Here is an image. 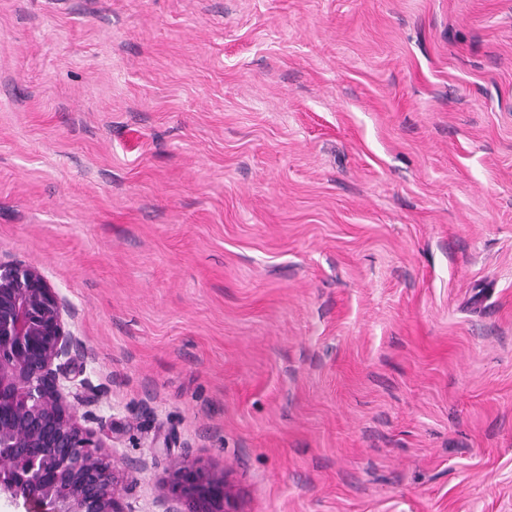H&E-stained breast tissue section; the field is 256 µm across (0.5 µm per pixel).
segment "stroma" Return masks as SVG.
I'll return each mask as SVG.
<instances>
[{
    "instance_id": "obj_1",
    "label": "stroma",
    "mask_w": 512,
    "mask_h": 512,
    "mask_svg": "<svg viewBox=\"0 0 512 512\" xmlns=\"http://www.w3.org/2000/svg\"><path fill=\"white\" fill-rule=\"evenodd\" d=\"M0 261L125 512H512V0H0ZM172 505L166 512H237L224 480L211 475L196 461L183 462L170 474ZM178 505L185 506L184 510Z\"/></svg>"
}]
</instances>
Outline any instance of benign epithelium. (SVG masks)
<instances>
[{
  "label": "benign epithelium",
  "instance_id": "7a95c632",
  "mask_svg": "<svg viewBox=\"0 0 512 512\" xmlns=\"http://www.w3.org/2000/svg\"><path fill=\"white\" fill-rule=\"evenodd\" d=\"M77 309L35 265L0 263V496L25 512H124L117 451L82 424L64 382L91 354L66 329ZM167 512H237L224 480L183 462Z\"/></svg>",
  "mask_w": 512,
  "mask_h": 512
}]
</instances>
